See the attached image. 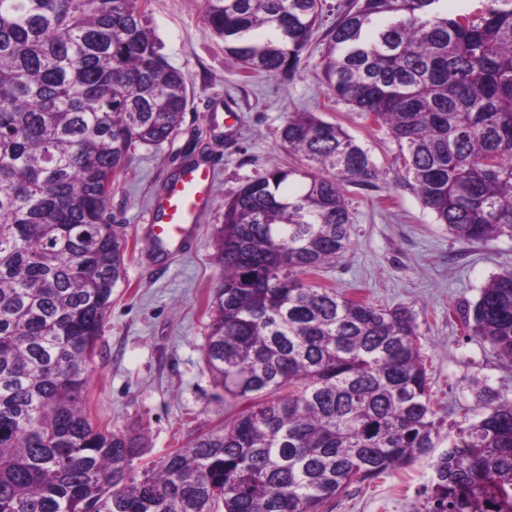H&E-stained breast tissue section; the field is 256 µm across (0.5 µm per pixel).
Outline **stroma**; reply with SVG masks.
I'll return each mask as SVG.
<instances>
[{
	"mask_svg": "<svg viewBox=\"0 0 512 512\" xmlns=\"http://www.w3.org/2000/svg\"><path fill=\"white\" fill-rule=\"evenodd\" d=\"M147 14L166 60L186 76L188 106L176 136L157 148L136 146L112 186L108 213L126 233V276L112 292L85 394L93 423L144 432L141 461L147 464L239 413L240 404L214 385L202 351L220 284L217 230L225 199L269 161L300 165L299 157L281 148L277 131L288 113L304 111L342 125L383 172L378 181L348 185L350 246L324 266L316 283L413 311L446 426L472 420V380L512 397V363L468 339L460 318L491 277L512 268V240L459 241L399 185L398 146L388 130L335 102L317 68L335 14H325L298 67L274 76L245 74L205 23L201 0H149ZM199 157L213 164L214 183L195 247L185 255L155 257L143 237L148 210L172 173ZM434 459L430 453L352 485L324 512H420Z\"/></svg>",
	"mask_w": 512,
	"mask_h": 512,
	"instance_id": "1",
	"label": "stroma"
}]
</instances>
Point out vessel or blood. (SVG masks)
<instances>
[{
  "mask_svg": "<svg viewBox=\"0 0 512 512\" xmlns=\"http://www.w3.org/2000/svg\"><path fill=\"white\" fill-rule=\"evenodd\" d=\"M210 167L186 165L179 178L171 182L148 216L151 241L157 250L170 252L192 246L199 214L211 200Z\"/></svg>",
  "mask_w": 512,
  "mask_h": 512,
  "instance_id": "vessel-or-blood-1",
  "label": "vessel or blood"
}]
</instances>
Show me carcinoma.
Wrapping results in <instances>:
<instances>
[{
  "mask_svg": "<svg viewBox=\"0 0 512 512\" xmlns=\"http://www.w3.org/2000/svg\"><path fill=\"white\" fill-rule=\"evenodd\" d=\"M325 0H202L248 74L295 69ZM345 0L322 76L386 128L399 181L454 238L512 240V0ZM184 74L145 0H0V512H322L443 442L425 512H512V398L474 380L477 420L442 433L414 313L309 276L350 245L349 183L383 172L340 125L290 112L271 164L224 200L221 284L203 348L233 422L137 472L140 434L84 393L125 234L108 186L138 145L177 133ZM512 362V271L462 311Z\"/></svg>",
  "mask_w": 512,
  "mask_h": 512,
  "instance_id": "cac0c4a2",
  "label": "carcinoma"
}]
</instances>
